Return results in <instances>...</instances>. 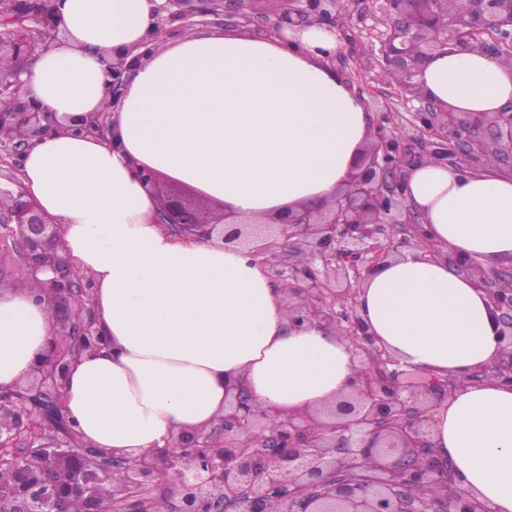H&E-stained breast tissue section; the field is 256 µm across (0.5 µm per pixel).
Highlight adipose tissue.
<instances>
[{"label":"adipose tissue","instance_id":"ef3b65f1","mask_svg":"<svg viewBox=\"0 0 512 512\" xmlns=\"http://www.w3.org/2000/svg\"><path fill=\"white\" fill-rule=\"evenodd\" d=\"M64 41L27 76L57 116L112 114L115 142L52 133L25 155L27 191L63 231V253L92 280L104 347L72 363L64 413L81 438L144 454L224 414L230 385L260 406L314 408L350 391L360 364L331 331L291 325L283 290L249 249L179 238L156 222L140 178L160 172L234 216L325 202L347 183L373 115L330 67L334 34L313 24L298 44L236 31L153 40V0H55ZM137 57L120 103L106 62ZM457 112L512 102V66L479 50L440 52L417 78ZM405 197L428 243L485 269L512 263V176L436 161L410 166ZM359 313L402 363L464 376L498 350L473 278L417 250L381 265L356 292ZM55 318L40 285L0 290V393L45 368ZM455 487L512 512V386H466L431 415Z\"/></svg>","mask_w":512,"mask_h":512}]
</instances>
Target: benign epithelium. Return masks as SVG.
Segmentation results:
<instances>
[{"mask_svg": "<svg viewBox=\"0 0 512 512\" xmlns=\"http://www.w3.org/2000/svg\"><path fill=\"white\" fill-rule=\"evenodd\" d=\"M203 15L224 16V27L263 36H285L313 23L335 34L342 16L360 0H203ZM431 0H373L389 16L380 34L379 65L415 78L445 48L480 49L496 57L512 51V24H502L512 8L507 0H476L472 25L436 30ZM0 51L12 68L0 73V152L28 151L44 135L78 129L107 139L110 113L90 112L64 123L30 100V66L63 36L54 0H0ZM420 44L417 54L410 43ZM131 67L112 64V97L133 79ZM413 126L420 139L388 128L381 112L348 183L323 204L302 203L268 222L231 220L224 207L210 211L186 188L162 189L160 175L142 173L158 201L157 223L175 234H190L223 245L252 248L275 284H288L289 321L334 330L349 340L361 369L353 390L316 409L290 411L257 406L238 384L227 390L224 416L207 431L178 435L172 444L139 457L103 452L97 467L82 462L94 448L81 441L62 413L63 384L70 364L98 350L101 338L90 295L58 252L61 225L47 216L18 184L0 187V229L20 244L26 274L40 281L56 317L57 335L74 337L56 350L48 367L26 386L0 393V464L23 454L53 449L70 479L33 481L18 472L14 487L0 493V512H39L47 504L62 512L64 493L87 490L114 472L112 505L104 508L88 493L83 512H488L474 494L453 487L452 463L437 450L430 413L465 385L487 380L512 385V264L486 273L430 247L420 234L421 216L404 197L406 170L426 159L472 169L487 142L497 145V164L512 174V103L498 112H455L423 95ZM403 248L422 250L429 261L445 259L475 279L492 309L499 351L488 364L459 378L421 374L377 344L358 314L356 287Z\"/></svg>", "mask_w": 512, "mask_h": 512, "instance_id": "obj_1", "label": "benign epithelium"}]
</instances>
